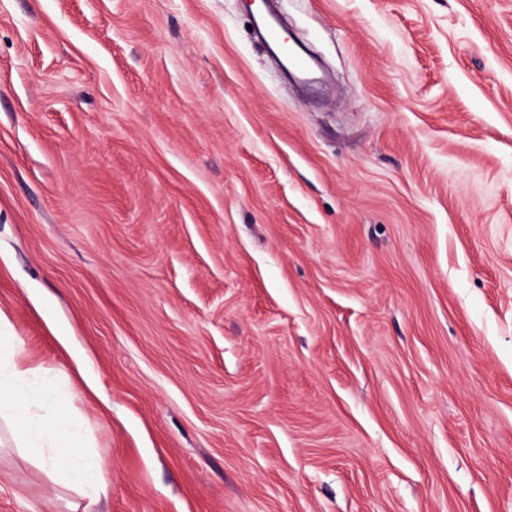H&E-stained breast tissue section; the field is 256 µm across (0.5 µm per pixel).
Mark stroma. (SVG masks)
Here are the masks:
<instances>
[{
    "instance_id": "1",
    "label": "stroma",
    "mask_w": 512,
    "mask_h": 512,
    "mask_svg": "<svg viewBox=\"0 0 512 512\" xmlns=\"http://www.w3.org/2000/svg\"><path fill=\"white\" fill-rule=\"evenodd\" d=\"M0 0V312L111 473L0 512H512V0ZM86 353L96 393L57 339ZM266 37L275 43L281 45L284 53L288 57V64L300 72H304L307 68V62L303 55L296 51L288 40L281 34L280 28L274 23H268L265 27Z\"/></svg>"
}]
</instances>
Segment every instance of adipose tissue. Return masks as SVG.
Here are the masks:
<instances>
[{
  "mask_svg": "<svg viewBox=\"0 0 512 512\" xmlns=\"http://www.w3.org/2000/svg\"><path fill=\"white\" fill-rule=\"evenodd\" d=\"M10 327L0 312V420L25 459L81 497L99 500L111 484L107 465L83 452L79 429L59 408L55 377L25 364Z\"/></svg>",
  "mask_w": 512,
  "mask_h": 512,
  "instance_id": "adipose-tissue-1",
  "label": "adipose tissue"
}]
</instances>
